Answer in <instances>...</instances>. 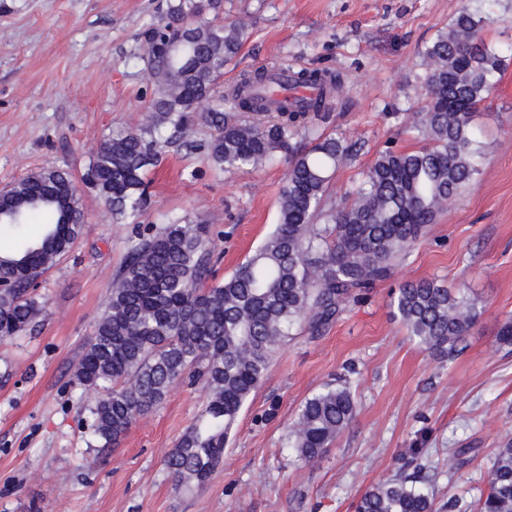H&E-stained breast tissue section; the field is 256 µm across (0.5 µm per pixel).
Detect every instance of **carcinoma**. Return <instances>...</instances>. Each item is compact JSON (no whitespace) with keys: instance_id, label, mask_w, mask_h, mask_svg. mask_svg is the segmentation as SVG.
<instances>
[{"instance_id":"cac0c4a2","label":"carcinoma","mask_w":512,"mask_h":512,"mask_svg":"<svg viewBox=\"0 0 512 512\" xmlns=\"http://www.w3.org/2000/svg\"><path fill=\"white\" fill-rule=\"evenodd\" d=\"M222 0H171L164 20L144 33L148 78L155 86L139 128L109 135L84 176L118 223L133 225L125 262L74 373L73 384L98 394L87 429L98 448L116 446L138 417L164 400L186 373L204 382L202 418L167 458L187 487H201L219 465L239 413L264 377L272 354L296 328L319 336L340 305L388 280L395 260L450 209L479 172L473 125L503 63L481 36L491 22L462 8L422 52L426 99L406 113L425 144L386 150L345 192L327 202L330 172L359 152L357 144L319 135L303 147L345 93L339 74L283 61L240 75L219 91L225 68L248 36L241 19L220 16ZM315 85L302 107H275L264 93L274 73ZM210 130L206 141L193 127ZM166 149L200 151L229 171L288 160L277 224L256 252L222 282L212 276L208 230L183 218L150 234L140 218L149 203L150 167ZM84 211L71 173L39 170L0 192V233L18 237L0 255V342L40 315L38 280L72 247ZM395 315L425 349L453 359L480 313L462 288L434 280L409 283L391 299ZM356 404L350 390L328 384L307 398L288 433L302 461L321 456L347 428ZM476 512H512V441L497 450ZM422 469L401 471L366 491L354 512H464L441 506L423 488Z\"/></svg>"}]
</instances>
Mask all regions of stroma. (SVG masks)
I'll use <instances>...</instances> for the list:
<instances>
[{"label": "stroma", "instance_id": "35a3bbf8", "mask_svg": "<svg viewBox=\"0 0 512 512\" xmlns=\"http://www.w3.org/2000/svg\"><path fill=\"white\" fill-rule=\"evenodd\" d=\"M168 0H0V190L39 169L81 177L100 142L142 122L154 87L143 33ZM490 16L487 43L505 61L474 120L484 156L476 179L438 216L392 277L323 335L294 330L238 416L209 481L185 489L166 458L202 414L207 393L176 381L112 448L89 446L72 380L126 256L130 225L80 193L85 221L71 250L40 278L34 329L0 343V512H352L406 461L433 477L435 501L473 502L488 461L512 439V0H224L250 36L224 86L285 59L342 73L349 89L317 129L357 142L336 169L330 202L380 152L420 141L399 115L423 100L419 53L461 6ZM287 165L223 172L202 153L165 152L149 174L144 225H206L216 279L232 274L277 222ZM435 279L465 288L482 314L453 360L431 355L393 317L390 295ZM349 388L356 415L319 459L299 460L286 434L325 384ZM458 448L469 464L448 459Z\"/></svg>", "mask_w": 512, "mask_h": 512}]
</instances>
